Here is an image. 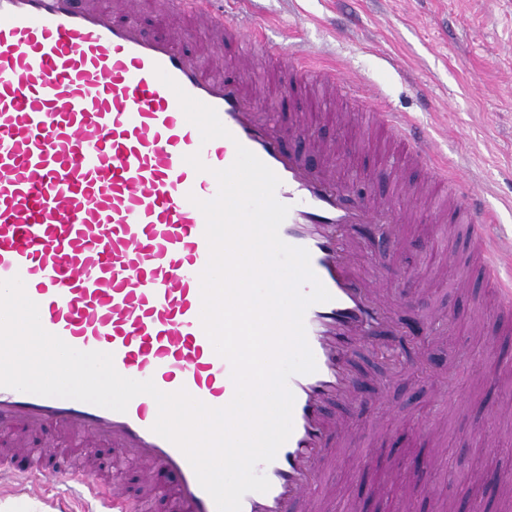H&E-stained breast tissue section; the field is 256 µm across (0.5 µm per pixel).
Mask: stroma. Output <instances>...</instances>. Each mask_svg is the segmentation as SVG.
Returning <instances> with one entry per match:
<instances>
[{
	"mask_svg": "<svg viewBox=\"0 0 512 512\" xmlns=\"http://www.w3.org/2000/svg\"><path fill=\"white\" fill-rule=\"evenodd\" d=\"M249 11L270 31L266 47L253 49L247 82L281 125L296 115L314 128V137L291 138V145L307 156L315 141L338 148L336 175L344 183L412 208L410 220L396 227L397 248L379 240L367 247L371 279L388 289L394 320L455 324L410 356L390 351L378 336L364 345L376 358L365 368L369 391L346 415L356 442L408 473L421 457L427 478L401 488L373 480V463L337 460L325 476L336 490L328 512L369 496L384 512H441L467 497L461 473L512 449V359L491 349L495 326L475 325L492 301L481 280L467 278L471 258L459 232L437 225L430 204L402 197L399 181L415 182L419 172L380 164L397 146L364 126L360 110L407 114L449 173L486 186L490 231L512 236V0H252ZM301 50L358 77L367 92L364 107L323 99L318 87L298 99L280 94ZM434 233L441 250L458 253V266L428 262L424 250ZM488 373L493 383L485 382ZM491 402L506 418L487 421Z\"/></svg>",
	"mask_w": 512,
	"mask_h": 512,
	"instance_id": "stroma-1",
	"label": "stroma"
}]
</instances>
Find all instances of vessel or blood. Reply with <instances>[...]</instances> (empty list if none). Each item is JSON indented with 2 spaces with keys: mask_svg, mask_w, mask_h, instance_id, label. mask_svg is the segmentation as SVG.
Listing matches in <instances>:
<instances>
[{
  "mask_svg": "<svg viewBox=\"0 0 512 512\" xmlns=\"http://www.w3.org/2000/svg\"><path fill=\"white\" fill-rule=\"evenodd\" d=\"M217 2L169 0L159 30L147 34L131 17L130 0L106 8L98 0H0V280L21 277L45 330L77 350L112 353L121 375L225 406L234 384L200 321L199 275L209 247L193 201L216 196L213 172L232 164L237 146L252 151L281 180L276 197L289 207L282 240L309 251L332 299L306 311L316 370L290 378L292 434L259 468L269 491L247 493L241 512H292L299 501L307 512H324L317 469L342 445L350 460L372 455L353 447L327 407L356 398L350 356L357 346L379 328L404 333L364 274L360 248L376 236L396 246L394 226L406 214L352 196L328 167L290 148V135H305V126L285 131L238 81L181 49L187 15L218 39L228 20L244 46L261 39L254 19L238 11L225 18ZM160 69L215 108L230 138L202 142L157 77ZM371 118L427 166L433 199L449 209L450 223L470 225V244L498 300L495 318L512 324V290L500 273L501 260L512 261V239L479 224L484 191L449 181L431 164L433 147L411 119L388 111ZM195 152L206 171L186 163ZM157 414L145 394L119 413L0 387L1 434L55 425L144 466L135 497L94 466L73 473L68 495L82 512H143L158 496L167 497L171 512H217L185 455L153 432ZM51 476L42 457H0L2 493L40 495Z\"/></svg>",
  "mask_w": 512,
  "mask_h": 512,
  "instance_id": "vessel-or-blood-1",
  "label": "vessel or blood"
}]
</instances>
